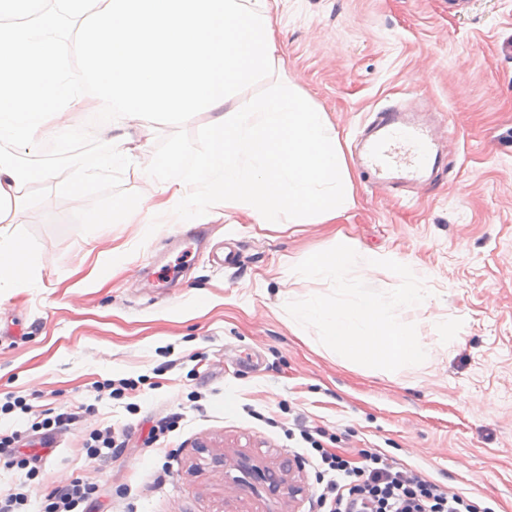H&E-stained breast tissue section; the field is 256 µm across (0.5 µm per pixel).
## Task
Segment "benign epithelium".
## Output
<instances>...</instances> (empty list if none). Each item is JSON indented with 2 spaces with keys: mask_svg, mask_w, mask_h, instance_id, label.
<instances>
[{
  "mask_svg": "<svg viewBox=\"0 0 512 512\" xmlns=\"http://www.w3.org/2000/svg\"><path fill=\"white\" fill-rule=\"evenodd\" d=\"M215 463L226 469L229 488H247L259 499L265 494L275 496L283 488L288 489V495L291 497L303 492V487L294 480V474L299 471L301 465L292 457L284 458L276 466H268L248 454L239 452L231 456L217 457Z\"/></svg>",
  "mask_w": 512,
  "mask_h": 512,
  "instance_id": "benign-epithelium-1",
  "label": "benign epithelium"
}]
</instances>
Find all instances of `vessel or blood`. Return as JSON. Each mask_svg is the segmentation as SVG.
Returning <instances> with one entry per match:
<instances>
[{"label":"vessel or blood","mask_w":512,"mask_h":512,"mask_svg":"<svg viewBox=\"0 0 512 512\" xmlns=\"http://www.w3.org/2000/svg\"><path fill=\"white\" fill-rule=\"evenodd\" d=\"M360 150V160L373 182L383 187L420 182L440 163L429 127L401 112H379L361 139Z\"/></svg>","instance_id":"b4317fda"}]
</instances>
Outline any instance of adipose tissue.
Wrapping results in <instances>:
<instances>
[{
	"label": "adipose tissue",
	"mask_w": 512,
	"mask_h": 512,
	"mask_svg": "<svg viewBox=\"0 0 512 512\" xmlns=\"http://www.w3.org/2000/svg\"><path fill=\"white\" fill-rule=\"evenodd\" d=\"M0 0V294L41 280L33 251L9 225L15 194L46 169L21 166L10 147L68 136L73 107L107 136L79 161L73 197L129 162L134 128L157 116L211 113L203 149L174 148L154 161L151 191L113 202L85 225L183 224L244 212L256 224H316L353 204L349 173L325 112L281 77L272 24L278 0ZM76 23L78 64L64 68L47 36L58 15ZM267 79L261 96L246 89Z\"/></svg>",
	"instance_id": "1"
}]
</instances>
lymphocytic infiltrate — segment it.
<instances>
[{
  "label": "lymphocytic infiltrate",
  "instance_id": "1",
  "mask_svg": "<svg viewBox=\"0 0 512 512\" xmlns=\"http://www.w3.org/2000/svg\"><path fill=\"white\" fill-rule=\"evenodd\" d=\"M301 437L319 452L329 475L316 500L326 512H477L466 496L412 470L393 469L378 455H369L368 465L357 468L325 451L310 431H302ZM97 503V486L73 479L48 493L44 512H95Z\"/></svg>",
  "mask_w": 512,
  "mask_h": 512
}]
</instances>
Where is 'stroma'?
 <instances>
[{
	"mask_svg": "<svg viewBox=\"0 0 512 512\" xmlns=\"http://www.w3.org/2000/svg\"><path fill=\"white\" fill-rule=\"evenodd\" d=\"M284 74L326 112L352 154L376 112L397 106L432 126L447 165L425 184L383 193L349 166L351 209L322 224H255L243 214L207 224L236 261L218 266L187 247L193 224H109L80 234L82 218L133 199L157 155L199 149L205 112L139 128L123 168L66 185L74 153L15 147L54 180L23 190L13 225L42 283L0 298V428L26 430L71 406L94 414L57 433L34 479L0 458V491L31 481L29 512L61 479L101 491L99 512H317V458L300 427L360 467L370 452L475 502L512 512V0H279ZM409 266L434 298L403 313L427 359L390 372L336 357L314 329L293 330L285 305L325 294L328 281L289 268L338 237ZM147 377L119 399L112 379ZM23 408L4 410L7 399ZM179 415L148 443L153 422ZM100 426L126 431L107 464L81 446ZM243 452L264 464L299 458L306 492L261 501L228 496L212 456ZM170 465L161 488L155 471Z\"/></svg>",
	"mask_w": 512,
	"mask_h": 512,
	"instance_id": "35a3bbf8",
	"label": "stroma"
}]
</instances>
